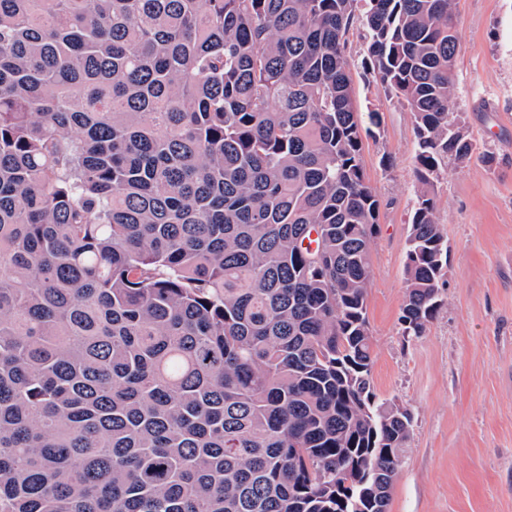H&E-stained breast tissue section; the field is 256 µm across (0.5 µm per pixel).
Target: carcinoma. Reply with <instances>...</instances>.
I'll return each mask as SVG.
<instances>
[{"label": "carcinoma", "instance_id": "1", "mask_svg": "<svg viewBox=\"0 0 512 512\" xmlns=\"http://www.w3.org/2000/svg\"><path fill=\"white\" fill-rule=\"evenodd\" d=\"M414 118L404 332L443 305L451 0H0V512H381L347 35Z\"/></svg>", "mask_w": 512, "mask_h": 512}]
</instances>
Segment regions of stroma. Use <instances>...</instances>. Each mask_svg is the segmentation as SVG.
Instances as JSON below:
<instances>
[{
	"instance_id": "35a3bbf8",
	"label": "stroma",
	"mask_w": 512,
	"mask_h": 512,
	"mask_svg": "<svg viewBox=\"0 0 512 512\" xmlns=\"http://www.w3.org/2000/svg\"><path fill=\"white\" fill-rule=\"evenodd\" d=\"M459 49L454 109L494 159L441 175L437 219L448 238L444 304L422 335L400 321L417 181L414 119L362 64L365 31L347 36L354 107L379 112L364 137L380 200L367 312L380 399L412 414L387 512H512V0H453Z\"/></svg>"
}]
</instances>
